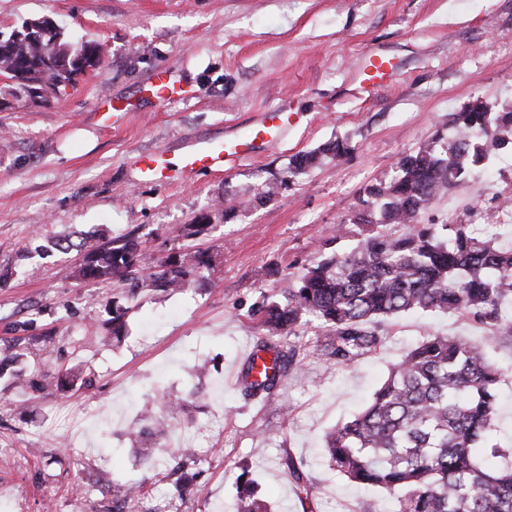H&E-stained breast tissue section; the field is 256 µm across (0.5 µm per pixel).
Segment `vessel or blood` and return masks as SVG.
Returning <instances> with one entry per match:
<instances>
[{
	"label": "vessel or blood",
	"instance_id": "1",
	"mask_svg": "<svg viewBox=\"0 0 512 512\" xmlns=\"http://www.w3.org/2000/svg\"><path fill=\"white\" fill-rule=\"evenodd\" d=\"M399 71V64L381 50L370 52L358 74V82L364 87H380L391 82ZM151 93L158 102L177 98L178 91L168 80L166 69H159L150 84ZM299 116L292 104H281L264 112L258 125L244 128L228 137L192 139L181 148L182 175L201 171L223 172L227 163L247 159L263 153L270 143L285 133ZM137 165L142 176L150 179L164 177L169 169L165 150L141 154Z\"/></svg>",
	"mask_w": 512,
	"mask_h": 512
}]
</instances>
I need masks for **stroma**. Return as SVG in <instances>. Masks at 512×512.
<instances>
[{
    "instance_id": "stroma-1",
    "label": "stroma",
    "mask_w": 512,
    "mask_h": 512,
    "mask_svg": "<svg viewBox=\"0 0 512 512\" xmlns=\"http://www.w3.org/2000/svg\"><path fill=\"white\" fill-rule=\"evenodd\" d=\"M51 17L70 39L100 42L102 62L48 99L0 110V359L37 340L27 384L0 377V512H111L113 483L145 482L146 512H231L242 480L274 512H394L384 491L329 465L325 436L361 411L404 347L429 336L489 340L444 313L410 314L353 367L307 359L280 393L291 409L247 398L246 348L263 329L261 294L284 295L314 259L355 249L350 219L364 189L387 183L399 160L451 138L453 113L480 101L512 110V0H0V30ZM400 64L372 95L356 74L371 50ZM185 94L165 106L148 92L157 68ZM299 123L261 157L223 174L143 179L135 159L188 137L222 136L282 101ZM347 141L337 157L329 147ZM317 153L307 169L296 156ZM272 199L253 206L255 194ZM232 198L233 214L224 200ZM512 145L492 152L421 213L425 224L500 225L512 246ZM204 225L194 237L183 227ZM135 233L141 264L187 248L205 252L202 284L139 289L75 277L83 253L58 242ZM126 309L109 343L112 310ZM500 368L497 440L512 448V339L490 340ZM89 373L91 387L44 388L53 368ZM166 421L198 450L194 494L181 497L165 460L142 462ZM302 468L308 503L288 470Z\"/></svg>"
}]
</instances>
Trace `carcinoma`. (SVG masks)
Here are the masks:
<instances>
[{
	"label": "carcinoma",
	"mask_w": 512,
	"mask_h": 512,
	"mask_svg": "<svg viewBox=\"0 0 512 512\" xmlns=\"http://www.w3.org/2000/svg\"><path fill=\"white\" fill-rule=\"evenodd\" d=\"M28 22L0 31V76L18 74L56 92L85 68L61 71L46 65L50 55L102 61L94 40L72 42L61 27L24 34ZM456 135L441 148L420 146L398 162L396 177L366 188L353 223L365 228L360 245L347 254L321 256L279 299L265 296L251 316L265 330L257 352L271 354V366L253 378L244 365L245 395L271 400L288 376L301 369L305 353L290 342L316 323L320 355L331 365L351 367L379 349L390 321L409 313H451L497 330L503 306L512 302V247L486 239L469 224H421L419 215L436 197L491 151L509 143L512 112H490L475 103L454 114ZM77 248L90 258L76 271L85 282L127 281L174 290L194 283L207 264L201 252H177L157 269L139 265L138 238L101 242L86 237ZM0 362L14 367L30 354ZM500 369L487 344L447 336L428 337L405 350L376 389L368 406L326 436L331 465L348 480L378 488L396 500L395 512H512V448L493 442ZM179 459L177 493L190 492L197 462L194 449L141 448ZM246 488L234 512H269ZM145 494V483L113 488L114 512Z\"/></svg>",
	"instance_id": "cac0c4a2"
}]
</instances>
